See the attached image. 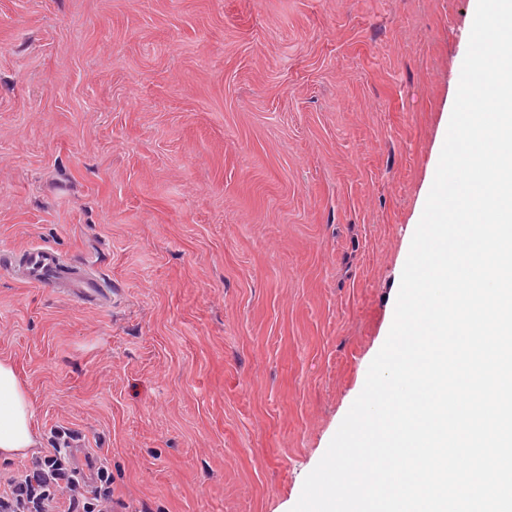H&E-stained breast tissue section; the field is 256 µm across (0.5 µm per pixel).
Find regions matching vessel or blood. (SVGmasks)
Returning a JSON list of instances; mask_svg holds the SVG:
<instances>
[{"label":"vessel or blood","mask_w":512,"mask_h":512,"mask_svg":"<svg viewBox=\"0 0 512 512\" xmlns=\"http://www.w3.org/2000/svg\"><path fill=\"white\" fill-rule=\"evenodd\" d=\"M11 272L24 284L57 288L67 286L77 301L91 304L105 296L102 283L87 270L76 269L45 246H32L15 253Z\"/></svg>","instance_id":"obj_1"}]
</instances>
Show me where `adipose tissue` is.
I'll return each instance as SVG.
<instances>
[{"label": "adipose tissue", "mask_w": 512, "mask_h": 512, "mask_svg": "<svg viewBox=\"0 0 512 512\" xmlns=\"http://www.w3.org/2000/svg\"><path fill=\"white\" fill-rule=\"evenodd\" d=\"M33 419V402L26 386L13 364L0 359V456H23L39 447Z\"/></svg>", "instance_id": "adipose-tissue-1"}]
</instances>
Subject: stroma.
I'll use <instances>...</instances> for the list:
<instances>
[{
	"label": "stroma",
	"mask_w": 512,
	"mask_h": 512,
	"mask_svg": "<svg viewBox=\"0 0 512 512\" xmlns=\"http://www.w3.org/2000/svg\"><path fill=\"white\" fill-rule=\"evenodd\" d=\"M477 0H0V357L124 512H291L391 328ZM45 245L112 294L20 283Z\"/></svg>",
	"instance_id": "1"
}]
</instances>
